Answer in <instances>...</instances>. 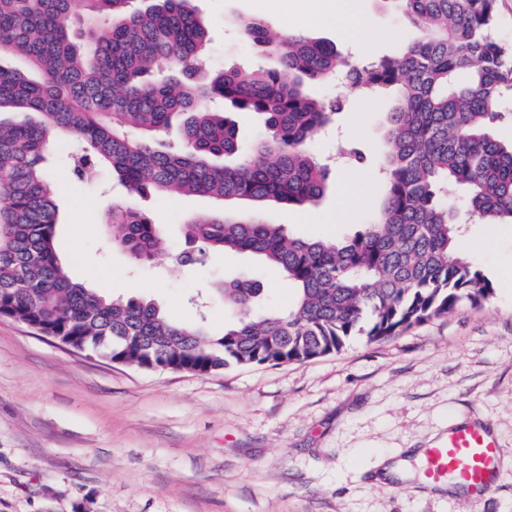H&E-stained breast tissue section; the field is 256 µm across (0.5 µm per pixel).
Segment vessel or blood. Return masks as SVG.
<instances>
[{
	"label": "vessel or blood",
	"instance_id": "1",
	"mask_svg": "<svg viewBox=\"0 0 512 512\" xmlns=\"http://www.w3.org/2000/svg\"><path fill=\"white\" fill-rule=\"evenodd\" d=\"M503 456V448L484 426L455 427L425 449L422 474L429 483L458 486L470 500L479 501L491 493Z\"/></svg>",
	"mask_w": 512,
	"mask_h": 512
}]
</instances>
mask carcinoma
Here are the masks:
<instances>
[{
	"instance_id": "carcinoma-1",
	"label": "carcinoma",
	"mask_w": 512,
	"mask_h": 512,
	"mask_svg": "<svg viewBox=\"0 0 512 512\" xmlns=\"http://www.w3.org/2000/svg\"><path fill=\"white\" fill-rule=\"evenodd\" d=\"M418 30L401 57L361 66L301 33L272 35L242 20L267 67L202 69L208 31L191 0H0V305L19 321L69 336L92 354L145 369L207 375L230 365L302 363L341 351L353 336L381 341L494 295L454 248L464 217L512 224V49L494 35L496 0H393ZM81 30L75 32L70 20ZM343 74L367 97L393 87L377 219L353 236L299 239L282 224L214 211L191 217L194 244L179 266L213 251L252 253L278 268L295 295L286 313L264 309L250 277L224 283L234 319L221 334L200 318L167 319L152 301L109 298L73 281L57 251L58 210L44 153L58 135L82 144L72 174L112 168L129 194L200 195L224 202L307 207L330 170L309 150L345 97L319 96ZM220 98L262 117L266 136L243 148ZM179 141L160 144L173 121ZM113 244L142 260L166 250L158 225L113 206Z\"/></svg>"
}]
</instances>
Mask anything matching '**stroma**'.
Wrapping results in <instances>:
<instances>
[{"label": "stroma", "instance_id": "obj_1", "mask_svg": "<svg viewBox=\"0 0 512 512\" xmlns=\"http://www.w3.org/2000/svg\"><path fill=\"white\" fill-rule=\"evenodd\" d=\"M314 0H193L209 30L207 68L266 65L237 23L257 19L281 31L282 7ZM372 45L341 33L321 13L308 37L335 44L356 64L400 55L416 31L393 0H355ZM350 104L313 142L320 157L356 144L372 163L336 166L316 208L265 207L266 223L298 238L342 239L371 223L382 196L374 160L395 98ZM72 138H57L47 168L59 212V257L70 275L110 296L154 301L176 323L222 333L233 313L219 288L250 275L264 305L287 311L294 290L283 273L250 254H211L178 267L188 216L221 209L203 196L129 195L101 166L93 179L69 174ZM129 205L161 224L166 253L132 259L112 244L105 211ZM317 210L329 224L309 218ZM466 236L494 286L482 305L388 340L352 338L337 354L276 367L231 366L219 374L143 370L63 348L27 326L0 319V512H512V467L481 502L437 492L419 480L377 482L380 456L404 455L447 433L456 419L490 428L512 458V226L477 220Z\"/></svg>", "mask_w": 512, "mask_h": 512}]
</instances>
